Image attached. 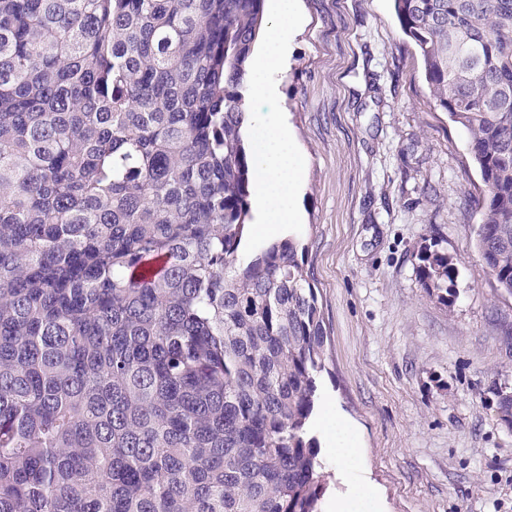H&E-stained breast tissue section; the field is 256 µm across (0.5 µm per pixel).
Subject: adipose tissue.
<instances>
[{
    "mask_svg": "<svg viewBox=\"0 0 512 512\" xmlns=\"http://www.w3.org/2000/svg\"><path fill=\"white\" fill-rule=\"evenodd\" d=\"M270 10L273 23L250 63V92L257 99L269 98L273 92L272 81L283 63L295 18L293 0H272ZM260 122L264 142L252 158L254 193L262 210L260 231L275 233L297 219L290 200L299 185L300 171L295 161L294 133L281 113H262Z\"/></svg>",
    "mask_w": 512,
    "mask_h": 512,
    "instance_id": "1",
    "label": "adipose tissue"
}]
</instances>
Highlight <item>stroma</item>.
Masks as SVG:
<instances>
[{
    "label": "stroma",
    "instance_id": "obj_1",
    "mask_svg": "<svg viewBox=\"0 0 512 512\" xmlns=\"http://www.w3.org/2000/svg\"><path fill=\"white\" fill-rule=\"evenodd\" d=\"M274 92L251 112L292 126L299 221L323 314L325 369L308 433L329 473L321 512L369 487L367 512H512V295L476 247L482 181L430 98L391 0H297ZM437 243L456 268L440 303L416 279ZM359 449L340 477L336 451Z\"/></svg>",
    "mask_w": 512,
    "mask_h": 512
}]
</instances>
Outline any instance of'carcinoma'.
Listing matches in <instances>:
<instances>
[{
	"label": "carcinoma",
	"mask_w": 512,
	"mask_h": 512,
	"mask_svg": "<svg viewBox=\"0 0 512 512\" xmlns=\"http://www.w3.org/2000/svg\"><path fill=\"white\" fill-rule=\"evenodd\" d=\"M512 294V0H392ZM264 0H0V512H318L325 325L251 219ZM421 287L455 267L425 248Z\"/></svg>",
	"instance_id": "obj_1"
}]
</instances>
